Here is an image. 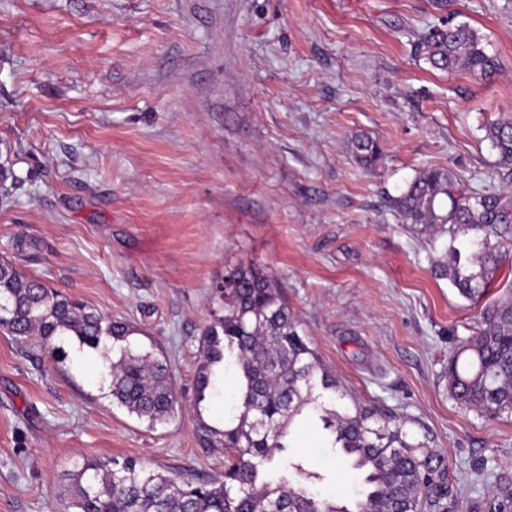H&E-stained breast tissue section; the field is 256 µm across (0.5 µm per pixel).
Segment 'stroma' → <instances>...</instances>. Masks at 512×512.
Returning <instances> with one entry per match:
<instances>
[{"label":"stroma","instance_id":"35a3bbf8","mask_svg":"<svg viewBox=\"0 0 512 512\" xmlns=\"http://www.w3.org/2000/svg\"><path fill=\"white\" fill-rule=\"evenodd\" d=\"M446 19L484 36L495 75L415 58ZM510 114L512 0H0V260L139 325L180 400L149 428L113 404L98 352L70 342L59 362L0 330V512H62L87 459L223 474L191 386L211 288L240 265L276 278L349 398L427 434L464 512H488L512 485V417L462 408L445 373L480 306L431 274L389 199L427 167L512 192L482 130ZM356 132L383 148L374 171ZM290 444L313 492L358 499L313 419ZM348 147L357 162L367 169H372L382 154L379 142L365 133L352 135Z\"/></svg>","mask_w":512,"mask_h":512}]
</instances>
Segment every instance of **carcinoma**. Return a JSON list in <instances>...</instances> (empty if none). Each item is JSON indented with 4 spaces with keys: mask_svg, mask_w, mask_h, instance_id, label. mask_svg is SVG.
Wrapping results in <instances>:
<instances>
[{
    "mask_svg": "<svg viewBox=\"0 0 512 512\" xmlns=\"http://www.w3.org/2000/svg\"><path fill=\"white\" fill-rule=\"evenodd\" d=\"M414 54L431 67L464 69L489 77L499 67L483 37L466 23L432 27L414 42ZM484 140L499 163L512 167V119L483 126ZM350 152L367 169L382 154L365 133L352 135ZM402 221L428 236L431 273L459 294L479 302L505 264L512 265V194L456 192L455 175L425 168L389 200ZM217 308L201 331L194 378L193 410L203 448L224 449V476L193 479L158 471L134 460L86 459L66 474L71 491L65 512H462L461 491L427 440L410 436L407 422L344 400L336 379L299 333V321L276 281L253 267L229 268L212 289ZM0 327L20 341L32 337L58 360L64 342L100 352L109 360V342L128 341L140 330L111 320L74 301L42 279L0 262ZM235 379L234 405L216 421L206 409ZM117 405L154 428L179 406L164 354L140 352L126 344L109 365ZM334 394L316 403V386ZM448 391L462 406L488 418L512 416V287L484 305L479 327L459 340L448 360ZM318 414L328 447L352 460L366 485L355 509L311 493L318 475L300 462H287L275 476L276 455L290 448V428L307 409Z\"/></svg>",
    "mask_w": 512,
    "mask_h": 512,
    "instance_id": "obj_1",
    "label": "carcinoma"
}]
</instances>
